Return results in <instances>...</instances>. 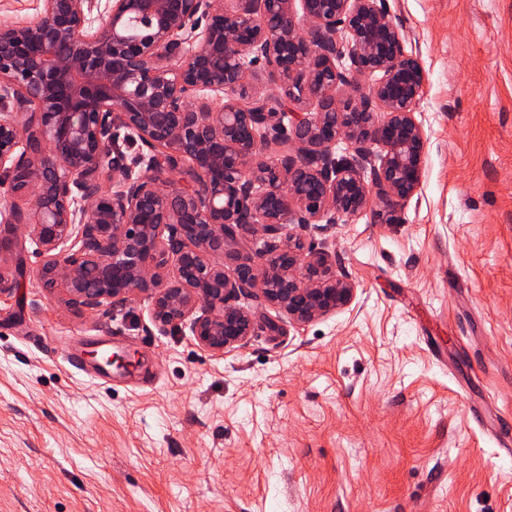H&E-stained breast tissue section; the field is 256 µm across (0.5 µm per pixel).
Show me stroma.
<instances>
[{"instance_id":"stroma-1","label":"stroma","mask_w":512,"mask_h":512,"mask_svg":"<svg viewBox=\"0 0 512 512\" xmlns=\"http://www.w3.org/2000/svg\"><path fill=\"white\" fill-rule=\"evenodd\" d=\"M425 74L396 224L291 225L343 310L224 355L149 295L66 306L34 244L0 294V512H512V0H380ZM130 357L101 380L74 341Z\"/></svg>"}]
</instances>
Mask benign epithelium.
Masks as SVG:
<instances>
[{
    "instance_id": "obj_1",
    "label": "benign epithelium",
    "mask_w": 512,
    "mask_h": 512,
    "mask_svg": "<svg viewBox=\"0 0 512 512\" xmlns=\"http://www.w3.org/2000/svg\"><path fill=\"white\" fill-rule=\"evenodd\" d=\"M42 2L37 24L0 25V184L27 204L0 216L1 249L22 229L71 307L150 292L160 331L187 324L213 354L275 330L242 298L298 326L351 305L336 254L285 223L395 224L420 188L424 72L377 0ZM261 60L291 108L248 95ZM357 75L369 93L337 97ZM273 144L291 154L257 162Z\"/></svg>"
}]
</instances>
